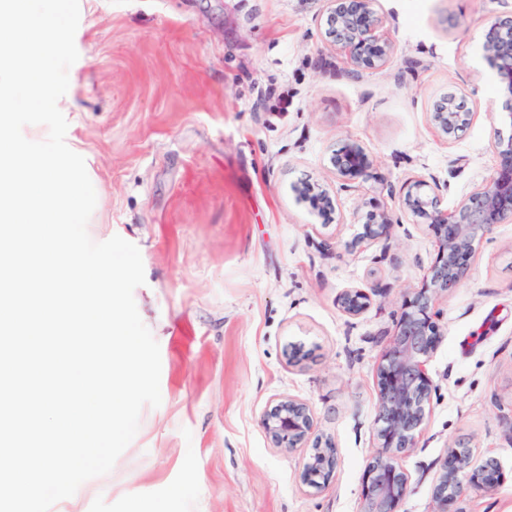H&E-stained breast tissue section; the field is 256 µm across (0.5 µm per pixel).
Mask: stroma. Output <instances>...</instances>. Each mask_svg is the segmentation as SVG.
<instances>
[{"label": "stroma", "instance_id": "1", "mask_svg": "<svg viewBox=\"0 0 512 512\" xmlns=\"http://www.w3.org/2000/svg\"><path fill=\"white\" fill-rule=\"evenodd\" d=\"M69 70L67 146L95 176L93 241L141 253L134 291L160 348L159 407L112 470L51 512H361L379 446L377 368L405 293L434 262L427 224L401 199L426 181L451 210L494 172L512 115L482 57L484 25L512 0H375L394 51L357 70L327 42V0H87ZM474 116L455 140L431 122L448 93ZM372 156L354 184L331 165L344 143ZM335 201L326 218L300 183ZM396 218L361 240L370 203ZM361 289L357 316L338 303ZM434 386L401 512H433L450 446L495 457L503 481L468 491L466 512H512V220L478 246L468 279L434 301ZM308 351L289 362L290 347ZM307 403L336 448L331 480H299L304 448H276L261 425L279 400Z\"/></svg>", "mask_w": 512, "mask_h": 512}]
</instances>
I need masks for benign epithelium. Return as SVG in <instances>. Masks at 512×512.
Here are the masks:
<instances>
[{"mask_svg":"<svg viewBox=\"0 0 512 512\" xmlns=\"http://www.w3.org/2000/svg\"><path fill=\"white\" fill-rule=\"evenodd\" d=\"M381 22L372 0H328L325 37L348 53L350 64L362 70L383 66L393 43L380 31ZM483 58L506 94L505 108L512 112V17H498L484 26ZM456 98L435 105L432 123L443 138L455 139L471 123L473 112L455 109ZM498 165L492 176L477 187L453 211L440 208L437 197L425 191L422 180L406 191L401 207L428 224L437 242L434 262L419 288L406 293L401 315L389 348L377 370L379 449L364 470L361 496L363 512H399L409 479L399 458L416 446V433L423 425L425 405L430 401L432 381L425 362L436 350L440 329L435 321L434 299L450 293L468 278L471 260L486 233L496 224L512 219V138L497 139ZM336 174L348 182L371 177L373 160L356 141L345 143L331 158ZM299 194L320 214L335 210L325 189L304 183ZM398 220L387 210L368 213L362 238L388 237ZM343 310L352 316L369 305L364 291L349 290L340 298ZM262 426L276 448H308V461L300 474L303 484L320 489L336 469V452L314 435V419L308 404L284 399L262 418ZM501 481L494 457L472 464L470 449L458 444L448 449L434 489L437 512H464L460 502L468 489L491 492Z\"/></svg>","mask_w":512,"mask_h":512,"instance_id":"7a95c632","label":"benign epithelium"}]
</instances>
